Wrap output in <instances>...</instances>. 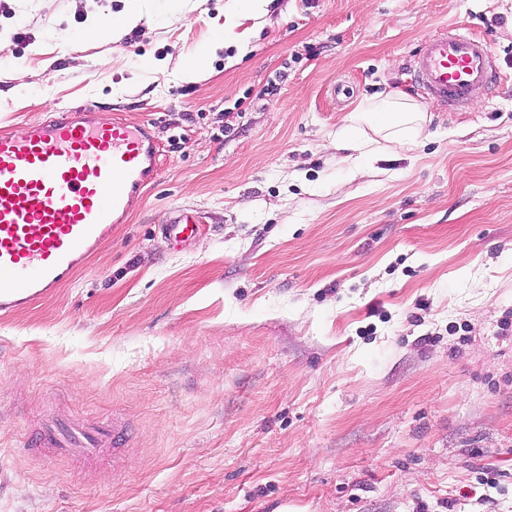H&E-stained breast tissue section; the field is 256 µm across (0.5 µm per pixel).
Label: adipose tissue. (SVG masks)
Returning <instances> with one entry per match:
<instances>
[{
	"instance_id": "obj_1",
	"label": "adipose tissue",
	"mask_w": 512,
	"mask_h": 512,
	"mask_svg": "<svg viewBox=\"0 0 512 512\" xmlns=\"http://www.w3.org/2000/svg\"><path fill=\"white\" fill-rule=\"evenodd\" d=\"M426 114L409 98L390 96L382 103L357 110L336 135L337 147L365 157L380 150L382 143L410 148L425 131Z\"/></svg>"
}]
</instances>
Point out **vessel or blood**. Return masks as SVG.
I'll use <instances>...</instances> for the list:
<instances>
[{
	"mask_svg": "<svg viewBox=\"0 0 512 512\" xmlns=\"http://www.w3.org/2000/svg\"><path fill=\"white\" fill-rule=\"evenodd\" d=\"M412 74L423 93L454 111L495 77L486 40L463 28L425 38ZM145 125L104 120L88 106L55 109L0 136V313L26 309L67 282L126 223L157 168ZM165 234L193 238V216L172 215ZM116 422H48L27 444L31 455L98 462L118 451Z\"/></svg>",
	"mask_w": 512,
	"mask_h": 512,
	"instance_id": "b4317fda",
	"label": "vessel or blood"
}]
</instances>
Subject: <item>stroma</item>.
<instances>
[{
	"label": "stroma",
	"mask_w": 512,
	"mask_h": 512,
	"mask_svg": "<svg viewBox=\"0 0 512 512\" xmlns=\"http://www.w3.org/2000/svg\"><path fill=\"white\" fill-rule=\"evenodd\" d=\"M234 2L0 0V134L87 104L159 154L111 241L0 316V512H512V0ZM456 26L501 77L448 112L411 64ZM395 92L416 146L330 148ZM56 417L118 422L119 462L21 454ZM198 230V224L193 216L187 213L172 215L170 224H163L162 231L172 237L176 242L193 238Z\"/></svg>",
	"instance_id": "35a3bbf8"
}]
</instances>
